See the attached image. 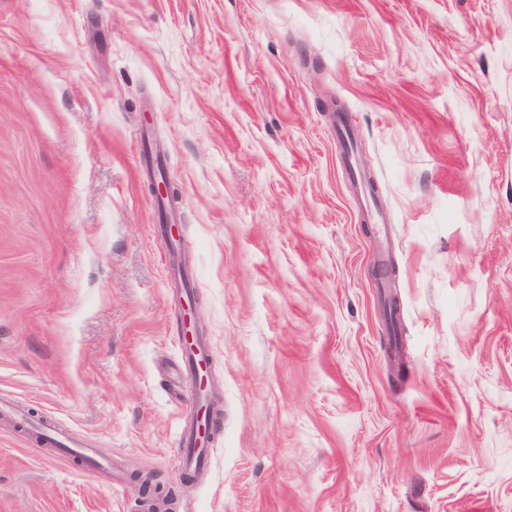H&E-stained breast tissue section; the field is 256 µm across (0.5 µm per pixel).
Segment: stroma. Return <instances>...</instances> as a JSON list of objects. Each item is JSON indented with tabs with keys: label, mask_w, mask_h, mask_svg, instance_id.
Instances as JSON below:
<instances>
[{
	"label": "stroma",
	"mask_w": 512,
	"mask_h": 512,
	"mask_svg": "<svg viewBox=\"0 0 512 512\" xmlns=\"http://www.w3.org/2000/svg\"><path fill=\"white\" fill-rule=\"evenodd\" d=\"M157 153L222 397L192 487ZM0 395L117 472L0 421V512H145L135 470L170 512H512V0H0ZM30 430L39 446L57 448L63 456L80 453L90 457L92 453V448L83 447L84 443L75 438L59 421L44 419L32 424Z\"/></svg>",
	"instance_id": "stroma-1"
}]
</instances>
